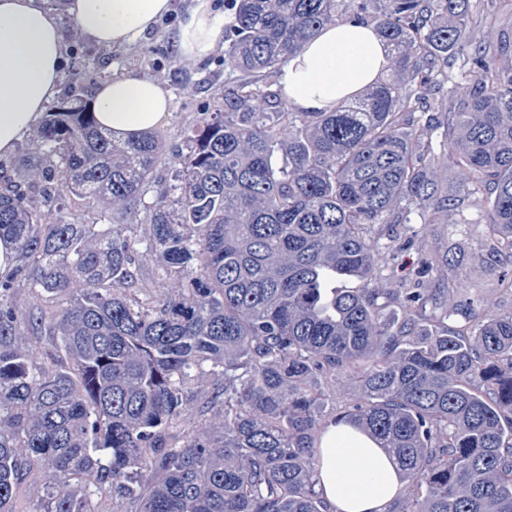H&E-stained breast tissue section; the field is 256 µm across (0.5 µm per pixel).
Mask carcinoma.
<instances>
[{
    "instance_id": "1",
    "label": "carcinoma",
    "mask_w": 512,
    "mask_h": 512,
    "mask_svg": "<svg viewBox=\"0 0 512 512\" xmlns=\"http://www.w3.org/2000/svg\"><path fill=\"white\" fill-rule=\"evenodd\" d=\"M500 8L512 0H224V69L262 80L224 87L150 202L158 135L118 138L75 95L50 109L0 161L15 252L0 273V512H97L103 493L116 512H326L314 436L336 376L355 399L332 423L391 449L413 488L389 512H512V310L425 327L429 301L472 309L443 286L457 257L407 281L381 243L413 212L421 239L456 226L490 190L487 224L512 253V29L480 20ZM351 21L374 26L390 74L331 112L293 111L281 64ZM460 60L470 78L448 88ZM47 199L126 223L49 224Z\"/></svg>"
}]
</instances>
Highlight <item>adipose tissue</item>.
Wrapping results in <instances>:
<instances>
[{"instance_id": "ef3b65f1", "label": "adipose tissue", "mask_w": 512, "mask_h": 512, "mask_svg": "<svg viewBox=\"0 0 512 512\" xmlns=\"http://www.w3.org/2000/svg\"><path fill=\"white\" fill-rule=\"evenodd\" d=\"M171 0H68L80 35L104 47H124L169 13ZM224 40L215 0H191L177 33L181 61L199 62ZM66 44L43 0H0V157L13 155L42 123L60 92ZM390 64L373 26L323 28L290 55L280 75L288 103L300 112H329L374 83ZM97 123L117 137H136L165 124L173 96L159 79L131 71L97 86ZM314 480L333 512H385L403 490L393 455L361 428L339 423L317 441Z\"/></svg>"}]
</instances>
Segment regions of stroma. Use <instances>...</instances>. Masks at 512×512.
I'll return each instance as SVG.
<instances>
[{
    "label": "stroma",
    "mask_w": 512,
    "mask_h": 512,
    "mask_svg": "<svg viewBox=\"0 0 512 512\" xmlns=\"http://www.w3.org/2000/svg\"><path fill=\"white\" fill-rule=\"evenodd\" d=\"M187 6V0H173L171 12L159 20L152 32L122 48L102 47L85 40L67 14L59 16L67 44L62 92L76 94L88 103L103 79L131 70L157 78L170 89L174 111L160 128L163 150L154 172L160 187L170 183L185 140L201 113L223 107L224 86L235 79L224 68V50L220 47L201 62H179L174 35ZM487 209L486 195L468 201L463 209L464 224L431 226L426 249L441 254L451 247L461 249L464 259L449 268V283L462 284L475 309L489 306L508 311L512 309V292L501 288L496 272L481 266L478 260L479 255L492 253L497 247V239L487 224Z\"/></svg>",
    "instance_id": "stroma-1"
}]
</instances>
